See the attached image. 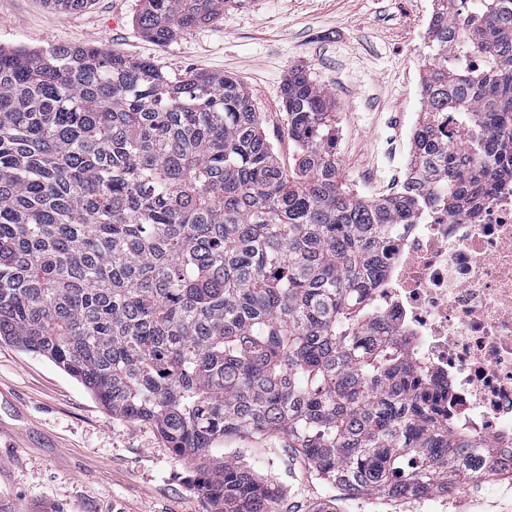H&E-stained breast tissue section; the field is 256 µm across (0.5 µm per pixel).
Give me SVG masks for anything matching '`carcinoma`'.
Segmentation results:
<instances>
[{"label":"carcinoma","mask_w":512,"mask_h":512,"mask_svg":"<svg viewBox=\"0 0 512 512\" xmlns=\"http://www.w3.org/2000/svg\"><path fill=\"white\" fill-rule=\"evenodd\" d=\"M223 12L142 0L136 23L164 44ZM426 48L409 167L378 199L343 184L331 97L302 68L281 87L289 174L234 76L173 82L103 46L0 48V339L153 424L206 512H275L278 487L221 453L231 435L285 436L354 496L490 474L448 384L368 299L398 226L452 219L512 170V0H435Z\"/></svg>","instance_id":"cac0c4a2"}]
</instances>
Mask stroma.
Here are the masks:
<instances>
[{"mask_svg":"<svg viewBox=\"0 0 512 512\" xmlns=\"http://www.w3.org/2000/svg\"><path fill=\"white\" fill-rule=\"evenodd\" d=\"M140 0H92L60 12L43 0H0V48L38 52L56 44L106 46L153 61L169 78L206 71L248 88L262 128L286 171L295 150L279 91L293 67L309 69L336 105V155L360 196L403 181L420 115V76L433 0H225L209 25L157 45L135 23ZM0 422L21 428L0 445L6 512H205L193 468L149 423L112 417L86 388L46 357L0 340ZM225 452L258 464L284 491L276 512H512V478L490 475L420 499L352 496L318 480L282 436L228 437Z\"/></svg>","mask_w":512,"mask_h":512,"instance_id":"35a3bbf8","label":"stroma"}]
</instances>
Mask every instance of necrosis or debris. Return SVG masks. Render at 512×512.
<instances>
[{
    "label": "necrosis or debris",
    "mask_w": 512,
    "mask_h": 512,
    "mask_svg": "<svg viewBox=\"0 0 512 512\" xmlns=\"http://www.w3.org/2000/svg\"><path fill=\"white\" fill-rule=\"evenodd\" d=\"M370 302L413 364L449 381L460 432L496 449L488 466L512 463V180L456 220L412 225Z\"/></svg>",
    "instance_id": "obj_1"
}]
</instances>
